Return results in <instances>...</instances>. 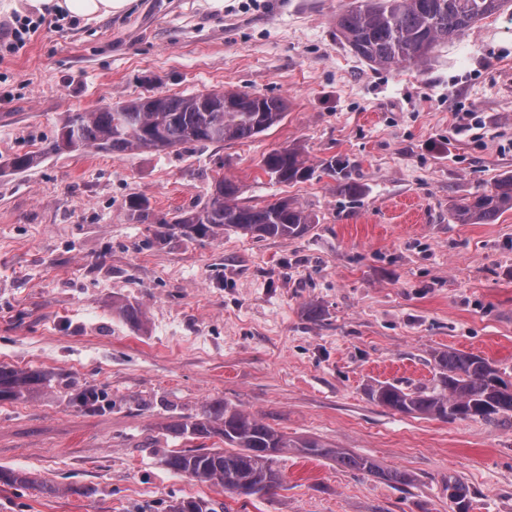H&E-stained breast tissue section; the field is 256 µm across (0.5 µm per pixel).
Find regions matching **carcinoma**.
Segmentation results:
<instances>
[{"instance_id": "carcinoma-1", "label": "carcinoma", "mask_w": 512, "mask_h": 512, "mask_svg": "<svg viewBox=\"0 0 512 512\" xmlns=\"http://www.w3.org/2000/svg\"><path fill=\"white\" fill-rule=\"evenodd\" d=\"M512 9V0H362L336 16V30L352 52L376 68L386 69L427 59L442 40H452L479 21ZM286 111L280 97L259 96L235 90L191 95L157 94L122 100L93 112H71L59 122L52 149H96L114 155L129 151L161 153L196 143L243 141L281 122ZM40 152L16 154L8 166L26 171L42 163ZM261 169L270 179L292 183L313 176L301 152L275 149L263 156ZM345 166L329 160L321 172L337 178L338 189L349 197L360 185L344 173ZM239 185L227 178H213L212 192L202 205L179 209L170 218H157L149 201L133 196L126 203L128 220L158 224L163 237L194 240L233 230L257 238L290 239L306 234L314 217L286 198L263 206L237 202ZM512 210V175L497 179L490 189L456 205L451 217L457 224H490ZM128 323L139 326L140 305L113 306ZM436 379L430 388L409 392L381 383L370 395L379 405L402 414L442 420H492L512 414V388L504 383L487 359L472 353L445 351L434 356ZM63 375L39 369L16 370L0 365V400H21L59 386ZM69 403L83 411L103 407L104 394L95 387L75 388ZM171 431L190 439L217 437L234 447L184 448L164 458L166 468L202 483H211L240 497L260 496L283 485L279 457L290 450L331 459L339 466L408 485L412 474L384 470L373 460L330 448L313 438L292 437L230 403L216 399L195 415L169 425ZM0 482L36 487L38 479L23 470H1ZM166 512H216L204 498L174 499Z\"/></svg>"}]
</instances>
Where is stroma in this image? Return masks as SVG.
I'll use <instances>...</instances> for the list:
<instances>
[{"instance_id":"stroma-1","label":"stroma","mask_w":512,"mask_h":512,"mask_svg":"<svg viewBox=\"0 0 512 512\" xmlns=\"http://www.w3.org/2000/svg\"><path fill=\"white\" fill-rule=\"evenodd\" d=\"M358 0H133L89 24L41 26L0 45V364L51 369L67 386L0 402V468L44 491L0 483V512H164L203 497L224 512H512V414L493 421L402 414L370 386L431 385L435 354L488 359L512 381V211L456 224L449 208L512 172V16L441 42L417 65L377 69L336 31ZM234 89L287 103L240 142L161 154L55 152L60 120L153 94ZM473 113L469 130L455 115ZM298 148L311 166L345 159L359 196L316 175L283 184L264 154ZM244 205L288 198L315 216L303 236L158 241L127 198L157 215L206 202L216 174ZM142 306L135 328L113 310ZM321 314L312 317L310 304ZM111 400L83 412L70 388ZM291 436L406 471L396 486L288 452L285 486L245 499L169 473L173 450L220 447L170 423L209 400ZM77 493H67V486Z\"/></svg>"}]
</instances>
